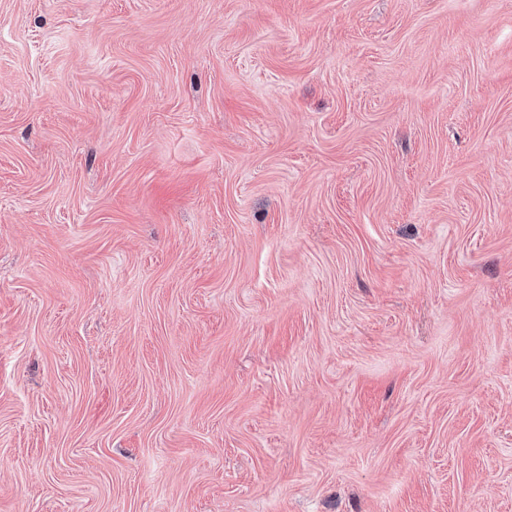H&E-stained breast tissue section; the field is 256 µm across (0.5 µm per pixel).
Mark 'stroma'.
<instances>
[{
    "label": "stroma",
    "mask_w": 512,
    "mask_h": 512,
    "mask_svg": "<svg viewBox=\"0 0 512 512\" xmlns=\"http://www.w3.org/2000/svg\"><path fill=\"white\" fill-rule=\"evenodd\" d=\"M0 512H512V0H0Z\"/></svg>",
    "instance_id": "stroma-1"
}]
</instances>
